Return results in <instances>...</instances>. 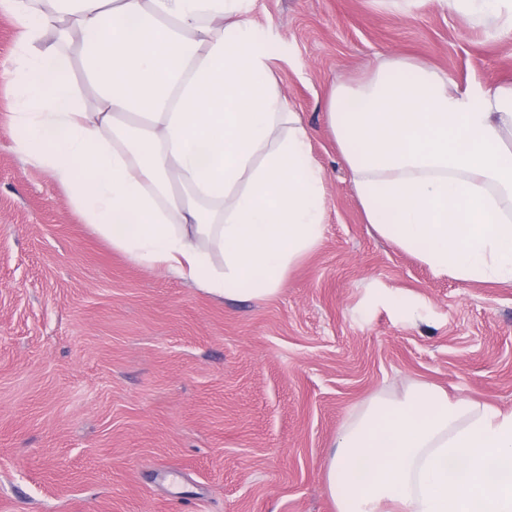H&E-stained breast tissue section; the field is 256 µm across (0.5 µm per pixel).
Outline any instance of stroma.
I'll use <instances>...</instances> for the list:
<instances>
[{"label": "stroma", "mask_w": 512, "mask_h": 512, "mask_svg": "<svg viewBox=\"0 0 512 512\" xmlns=\"http://www.w3.org/2000/svg\"><path fill=\"white\" fill-rule=\"evenodd\" d=\"M250 19L326 179L321 242L264 301L113 249L16 152L0 80V512H336L325 463L371 398L430 383L512 410V284L380 238L326 117L392 58L512 82V36L442 0H256Z\"/></svg>", "instance_id": "obj_1"}]
</instances>
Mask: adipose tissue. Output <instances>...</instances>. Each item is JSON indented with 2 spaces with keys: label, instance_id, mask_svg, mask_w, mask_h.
Returning a JSON list of instances; mask_svg holds the SVG:
<instances>
[{
  "label": "adipose tissue",
  "instance_id": "obj_1",
  "mask_svg": "<svg viewBox=\"0 0 512 512\" xmlns=\"http://www.w3.org/2000/svg\"><path fill=\"white\" fill-rule=\"evenodd\" d=\"M254 3L0 0L20 46L0 77L17 151L113 248L262 301L320 243L326 191ZM327 121L378 235L436 275L512 282V83L459 91L394 59L336 86ZM325 477L336 512H512V411L429 384L376 397Z\"/></svg>",
  "mask_w": 512,
  "mask_h": 512
}]
</instances>
